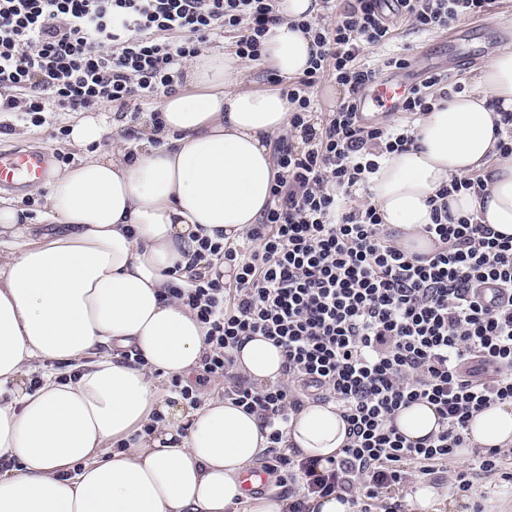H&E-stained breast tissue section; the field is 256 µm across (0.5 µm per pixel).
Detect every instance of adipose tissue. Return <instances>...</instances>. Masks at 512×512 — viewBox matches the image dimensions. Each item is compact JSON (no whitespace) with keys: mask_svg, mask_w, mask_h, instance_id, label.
I'll use <instances>...</instances> for the list:
<instances>
[{"mask_svg":"<svg viewBox=\"0 0 512 512\" xmlns=\"http://www.w3.org/2000/svg\"><path fill=\"white\" fill-rule=\"evenodd\" d=\"M276 11L263 61L291 79L316 50L298 24L320 5L278 0ZM183 70L185 88L157 105L162 133L146 121L131 146L101 118L72 127L71 142L89 154L49 184L43 219L59 233L25 241L21 209L0 205V237L15 241L0 254V512H288V498H249L241 486L270 444L256 414L228 398L173 406L158 387L159 375L193 371L208 350L206 325L169 295V272L187 270L199 237L232 245L271 206L278 169L268 139L287 131L290 115L280 91L243 88L247 65L233 51L202 49ZM505 112L512 43L467 92L421 116L416 148L382 160L365 194L408 252L431 250L429 199L460 175L481 176L485 191L449 195V217L512 236V155L500 154L495 134ZM106 139L110 148L96 151ZM103 346L77 378L22 385L32 362L79 360ZM234 358L251 381L282 376L283 354L263 337ZM396 425L416 443L439 431L440 417L417 402ZM468 438L511 448L512 406L474 414ZM346 443L335 403L307 399L291 412L283 446L298 458L334 457Z\"/></svg>","mask_w":512,"mask_h":512,"instance_id":"obj_1","label":"adipose tissue"}]
</instances>
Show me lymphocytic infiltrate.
Returning a JSON list of instances; mask_svg holds the SVG:
<instances>
[{
	"mask_svg": "<svg viewBox=\"0 0 512 512\" xmlns=\"http://www.w3.org/2000/svg\"><path fill=\"white\" fill-rule=\"evenodd\" d=\"M323 3V16L299 24L317 51L283 90L292 134L274 143L272 206L247 231L246 250L200 238L186 284L169 293L208 327L197 383L223 377L252 337L281 347L282 381H239L227 395L269 428V468L288 490L289 512L338 490L350 512H406V489L466 447L473 415L512 405V237L472 217L449 222V193L482 194L478 177H452L431 197L426 255L398 245L376 207L352 205L380 158L415 139L409 126L359 120L354 96L380 70L359 60L394 38L377 0ZM485 5L396 0L395 9L433 31ZM276 21V0H0V112L39 126L52 112L113 105L135 120L214 36L237 32L236 54L261 61ZM326 78L343 96L322 118L314 89ZM486 284L494 296L482 295ZM306 397L334 402L347 424V444L324 470L281 448L289 412ZM418 401L435 406L441 428L412 443L394 419ZM503 459L496 448L473 451L449 477V495H468L480 475L511 480Z\"/></svg>",
	"mask_w": 512,
	"mask_h": 512,
	"instance_id": "obj_1",
	"label": "lymphocytic infiltrate"
}]
</instances>
